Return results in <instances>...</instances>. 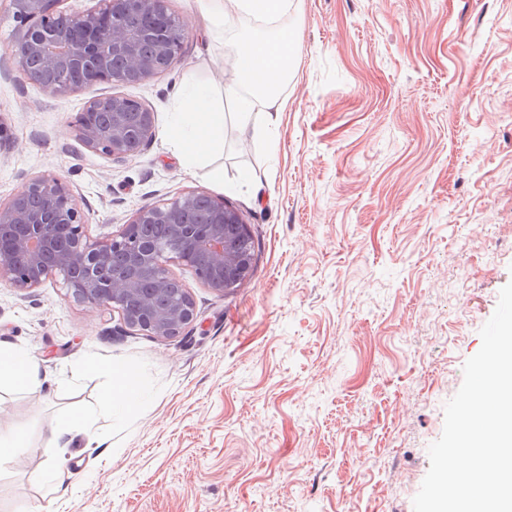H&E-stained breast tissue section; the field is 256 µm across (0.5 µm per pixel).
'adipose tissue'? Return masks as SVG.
Returning a JSON list of instances; mask_svg holds the SVG:
<instances>
[{"label":"adipose tissue","mask_w":512,"mask_h":512,"mask_svg":"<svg viewBox=\"0 0 512 512\" xmlns=\"http://www.w3.org/2000/svg\"><path fill=\"white\" fill-rule=\"evenodd\" d=\"M207 19L216 36H223L231 13L273 20L286 13L288 0H204ZM237 66L225 78L221 91L196 83L185 84L171 125V144L185 167L200 166L224 147L225 104H232L242 125L257 121L271 127L279 122L281 104L277 93L288 80V39L241 37L236 45ZM33 390L40 386L39 368L19 349L0 348V382ZM145 391L125 370L111 367L104 405L113 421L142 405Z\"/></svg>","instance_id":"obj_1"}]
</instances>
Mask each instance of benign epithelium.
I'll return each instance as SVG.
<instances>
[{
    "label": "benign epithelium",
    "instance_id": "benign-epithelium-1",
    "mask_svg": "<svg viewBox=\"0 0 512 512\" xmlns=\"http://www.w3.org/2000/svg\"><path fill=\"white\" fill-rule=\"evenodd\" d=\"M61 0H18L15 17L23 33L11 48L16 69L57 97L103 82L129 85L171 70L186 32L167 0H97L98 7L61 11ZM133 12L154 18L146 33L132 27ZM78 139L113 162L136 156L155 137L153 112L123 94L89 99L75 120ZM202 196L185 192L141 208L118 233L91 240L69 188L58 178L26 183L0 204V280L21 290L62 279L66 297L94 313L119 312L126 324L153 336L180 335L194 318L195 303L170 263L193 269L199 281L222 293L228 277L240 282L252 272L243 251L242 215L210 198L213 224H188L184 214ZM164 224L172 235L161 251L137 235L142 225ZM153 275L142 292L138 275Z\"/></svg>",
    "mask_w": 512,
    "mask_h": 512
}]
</instances>
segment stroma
I'll return each instance as SVG.
<instances>
[{
	"label": "stroma",
	"instance_id": "35a3bbf8",
	"mask_svg": "<svg viewBox=\"0 0 512 512\" xmlns=\"http://www.w3.org/2000/svg\"><path fill=\"white\" fill-rule=\"evenodd\" d=\"M167 6L187 33L171 71L53 97L16 70L0 0V202L60 178L96 239L199 191L243 213L254 270L221 294L171 264L196 312L172 339L88 312L60 280H0V346L41 378L0 386V423L26 439L0 463V512H413L444 406L512 281V0H290L212 40L200 0ZM283 29L277 129L227 119L223 150L185 170L167 142L183 85L222 87L235 37ZM115 92L155 115L154 140L122 163L72 127ZM88 361L98 370L77 371ZM112 365L152 392L120 424L102 407ZM81 410L88 430L49 450ZM52 454L78 465L54 485ZM90 416L85 413H75L63 418L53 432L52 442L57 443L65 435L83 432L90 424Z\"/></svg>",
	"mask_w": 512,
	"mask_h": 512
}]
</instances>
